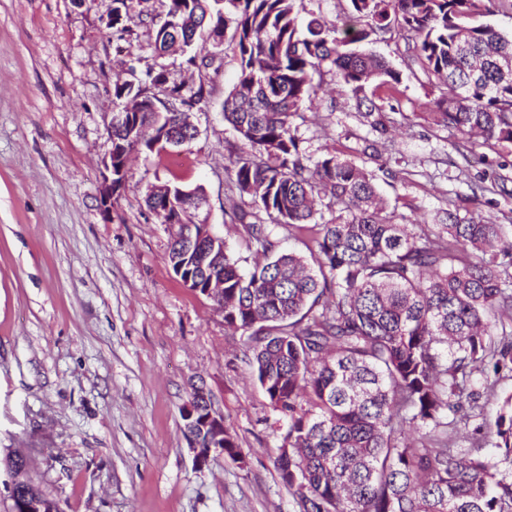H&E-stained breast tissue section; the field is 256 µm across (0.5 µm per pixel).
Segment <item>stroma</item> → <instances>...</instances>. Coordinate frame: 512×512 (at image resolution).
<instances>
[{"mask_svg":"<svg viewBox=\"0 0 512 512\" xmlns=\"http://www.w3.org/2000/svg\"><path fill=\"white\" fill-rule=\"evenodd\" d=\"M165 0H134L130 49L107 26L112 0H0V459H30L32 483L61 512H299L274 460L285 423L223 312L186 288L169 261L170 235L145 204L148 187H203L201 223L243 267L257 258L227 215L228 149L237 144L223 104L239 70L232 7L222 45L203 71L148 44ZM369 50L402 74L382 100L392 131L363 123L331 74L293 120L309 161L326 154L372 172L409 224L459 209L512 222V148L465 141L437 126L430 102L448 89L407 67L400 32ZM166 66L171 80L204 83L194 140L132 155L123 188L104 210L112 85ZM483 180L504 192L473 195ZM204 385L243 455L197 465L181 409Z\"/></svg>","mask_w":512,"mask_h":512,"instance_id":"35a3bbf8","label":"stroma"}]
</instances>
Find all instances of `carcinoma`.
I'll list each match as a JSON object with an SVG mask.
<instances>
[{
    "label": "carcinoma",
    "mask_w": 512,
    "mask_h": 512,
    "mask_svg": "<svg viewBox=\"0 0 512 512\" xmlns=\"http://www.w3.org/2000/svg\"><path fill=\"white\" fill-rule=\"evenodd\" d=\"M158 54L223 34L219 0H167ZM239 53L224 120L240 144L229 154L239 197L250 196L288 236H313V262L278 249L258 215L227 197L263 260L245 272L229 247L177 241L168 259L206 286L224 276V324L245 337L250 364L287 428L276 458L300 512H512V393L491 441L494 457L457 451L459 424L483 418L512 379V225L446 209L434 224H402L373 176L327 154L313 165L293 130L313 75L327 63L361 106L374 80L390 98L401 73L362 46L397 27L407 57L448 87L433 121L464 137L512 145V35L483 22L482 0H348L340 23L319 18L299 37L303 0H225ZM113 34L129 32L133 0H112ZM113 101L133 119L112 126V153L162 151L195 137L190 112L204 84L169 81L166 70L117 81ZM369 102V101H367ZM385 133L382 107L362 113ZM336 218L316 220L317 201ZM206 201L197 187L147 192L165 224H194Z\"/></svg>",
    "instance_id": "1"
}]
</instances>
